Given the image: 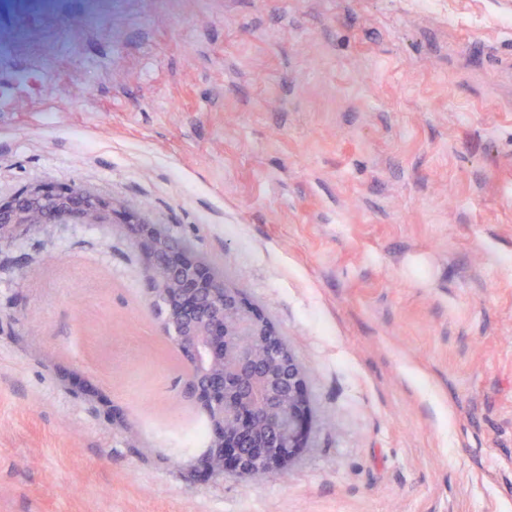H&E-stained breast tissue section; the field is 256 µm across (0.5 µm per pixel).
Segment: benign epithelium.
Returning a JSON list of instances; mask_svg holds the SVG:
<instances>
[{
	"label": "benign epithelium",
	"mask_w": 512,
	"mask_h": 512,
	"mask_svg": "<svg viewBox=\"0 0 512 512\" xmlns=\"http://www.w3.org/2000/svg\"><path fill=\"white\" fill-rule=\"evenodd\" d=\"M58 224H81L112 232L120 225L143 262L145 302L163 335L176 347L185 366L184 394L208 419L224 424V380L249 401L248 410L230 417L244 425L261 424L277 437V449L263 470L273 473L291 466L307 448L312 412L301 369L288 356V371L264 377L240 343L256 336H274L263 314L241 289L228 286L207 260L154 223L131 201L103 198L81 185L39 183L0 200V258L12 253L21 238ZM247 445L241 435H219L215 448L197 459L194 471L222 479L210 456L224 457V468L251 473Z\"/></svg>",
	"instance_id": "7a95c632"
}]
</instances>
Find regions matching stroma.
Listing matches in <instances>:
<instances>
[{
  "instance_id": "obj_1",
  "label": "stroma",
  "mask_w": 512,
  "mask_h": 512,
  "mask_svg": "<svg viewBox=\"0 0 512 512\" xmlns=\"http://www.w3.org/2000/svg\"><path fill=\"white\" fill-rule=\"evenodd\" d=\"M0 45V198L136 202L314 412L288 474L190 476L141 260L72 224L0 274V512H512V0H0Z\"/></svg>"
}]
</instances>
